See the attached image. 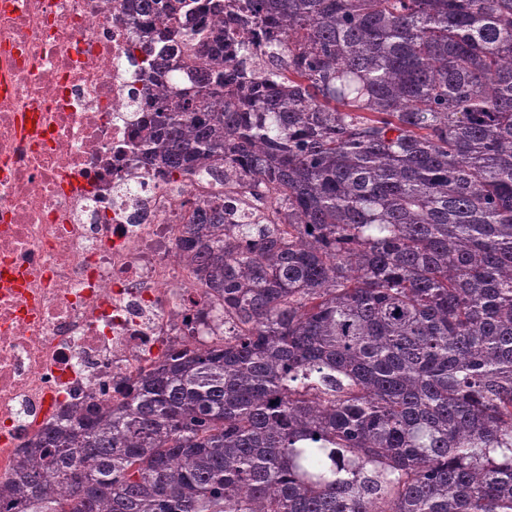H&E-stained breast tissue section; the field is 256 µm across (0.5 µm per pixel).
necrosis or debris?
Here are the masks:
<instances>
[{
	"mask_svg": "<svg viewBox=\"0 0 512 512\" xmlns=\"http://www.w3.org/2000/svg\"><path fill=\"white\" fill-rule=\"evenodd\" d=\"M134 0H0V481L72 412L224 337L176 244L190 197L131 145Z\"/></svg>",
	"mask_w": 512,
	"mask_h": 512,
	"instance_id": "obj_1",
	"label": "necrosis or debris"
}]
</instances>
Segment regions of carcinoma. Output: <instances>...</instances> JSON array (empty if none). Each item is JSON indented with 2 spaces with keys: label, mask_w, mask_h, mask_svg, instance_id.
<instances>
[{
  "label": "carcinoma",
  "mask_w": 512,
  "mask_h": 512,
  "mask_svg": "<svg viewBox=\"0 0 512 512\" xmlns=\"http://www.w3.org/2000/svg\"><path fill=\"white\" fill-rule=\"evenodd\" d=\"M187 37L132 140L224 342L40 436L0 512H512V0H141ZM66 485L69 496L59 493ZM232 190L236 192H244V196H238L242 199V208L245 215H248L253 220L260 221H271L275 220V210L274 205L270 203V200H266V198L258 199L255 195L257 191L252 188L250 191L246 189H242L241 187H235Z\"/></svg>",
  "instance_id": "carcinoma-1"
}]
</instances>
